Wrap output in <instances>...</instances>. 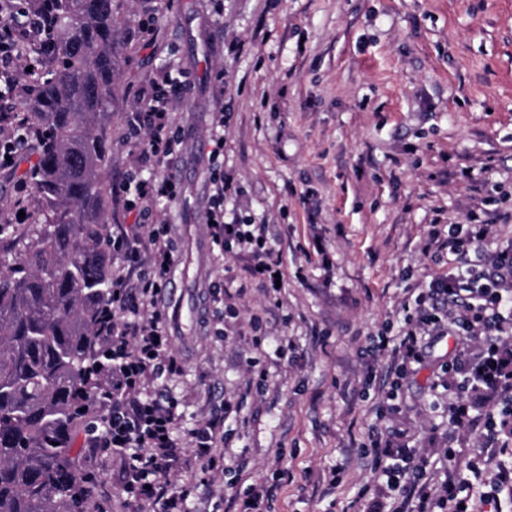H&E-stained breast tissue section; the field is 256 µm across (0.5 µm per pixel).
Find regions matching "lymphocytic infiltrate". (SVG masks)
I'll return each instance as SVG.
<instances>
[{"mask_svg": "<svg viewBox=\"0 0 512 512\" xmlns=\"http://www.w3.org/2000/svg\"><path fill=\"white\" fill-rule=\"evenodd\" d=\"M59 0H0V99L33 95L35 71L51 61L56 32L54 17ZM189 88L185 75H156L136 92L138 110L128 121L123 137L135 141L153 172L127 171L114 186L123 197L127 214L134 220L128 232L114 236L112 250L126 255L139 270L140 285L130 292L124 276L112 278L108 317L95 329L101 371L92 389L91 402L104 414V429L97 439L101 448L127 457L126 490L157 501L159 512H186L183 492L168 488L164 478L173 462V433L179 415L175 397L148 392L146 385L175 370L171 354L172 327L158 305L175 262V248L166 220L158 218L162 202L180 193V182L171 168L182 139L172 120V102ZM223 109L213 114L209 143L210 194L205 207L212 248L236 246L248 255V273L270 300L280 290L276 277L284 273L282 259L272 249L263 225H247L224 219V201L235 194L231 175L224 170ZM497 211L471 213L468 223L448 229L433 228L427 248L451 257L456 271L431 279L416 295L415 315L406 317L397 342L381 338L377 348L389 352L396 376L421 356V339L451 324L465 334L487 342L485 370L495 369L498 343L512 335V246L483 255ZM388 487L402 498L398 512H472L467 486L448 481L440 498H433L425 465L383 468Z\"/></svg>", "mask_w": 512, "mask_h": 512, "instance_id": "1", "label": "lymphocytic infiltrate"}]
</instances>
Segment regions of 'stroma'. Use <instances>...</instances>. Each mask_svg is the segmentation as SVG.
Masks as SVG:
<instances>
[{"instance_id": "35a3bbf8", "label": "stroma", "mask_w": 512, "mask_h": 512, "mask_svg": "<svg viewBox=\"0 0 512 512\" xmlns=\"http://www.w3.org/2000/svg\"><path fill=\"white\" fill-rule=\"evenodd\" d=\"M153 14L147 39L133 37ZM114 26L124 73L112 97L106 180L137 165L121 131L133 90L173 65L191 85L173 106L182 183L164 211L182 276L179 301L204 304L207 324L176 332L179 371L155 382L181 418L178 460L167 475L189 491V512H245L263 484L264 512H393L396 498L375 468L370 436L389 429L395 447L424 458L435 482L470 479L473 512H512V439L485 448L449 409H501L490 391L461 393L449 372L477 359L479 340L449 330L422 340L402 380L372 354L379 331L397 334L414 314L412 291L448 270L426 252L432 225L462 224L491 205L512 211V0H131ZM224 70V170L239 187L224 217L265 225L290 274L278 300L248 282L247 255L211 252L203 211L207 135L216 102L209 82ZM29 167L0 172V219L25 197L42 214ZM222 282L220 301L208 300ZM237 318L220 319L225 305ZM264 336L254 344L252 315ZM223 432L225 461L205 472L189 429ZM75 466L89 512H141L124 491L125 463L77 427Z\"/></svg>"}]
</instances>
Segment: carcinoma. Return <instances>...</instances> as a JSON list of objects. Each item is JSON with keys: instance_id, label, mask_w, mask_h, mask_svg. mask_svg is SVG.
Returning a JSON list of instances; mask_svg holds the SVG:
<instances>
[{"instance_id": "cac0c4a2", "label": "carcinoma", "mask_w": 512, "mask_h": 512, "mask_svg": "<svg viewBox=\"0 0 512 512\" xmlns=\"http://www.w3.org/2000/svg\"><path fill=\"white\" fill-rule=\"evenodd\" d=\"M124 2L62 0L54 66L29 105L26 180L45 220L19 255L14 226L0 224V512H78L74 429L112 299L104 162Z\"/></svg>"}]
</instances>
